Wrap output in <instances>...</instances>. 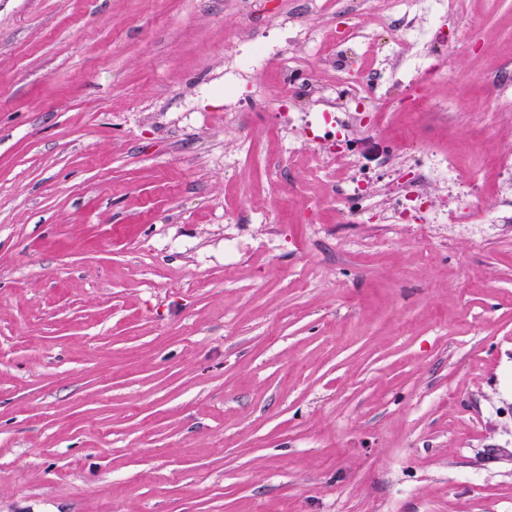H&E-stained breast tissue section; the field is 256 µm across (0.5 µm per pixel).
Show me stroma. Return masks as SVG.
Returning a JSON list of instances; mask_svg holds the SVG:
<instances>
[{
    "label": "stroma",
    "mask_w": 512,
    "mask_h": 512,
    "mask_svg": "<svg viewBox=\"0 0 512 512\" xmlns=\"http://www.w3.org/2000/svg\"><path fill=\"white\" fill-rule=\"evenodd\" d=\"M414 26L0 0V512H512V0ZM339 27L374 46L340 76ZM246 35L271 56L239 70ZM365 67L340 200L304 91ZM471 203L499 223H450Z\"/></svg>",
    "instance_id": "35a3bbf8"
}]
</instances>
